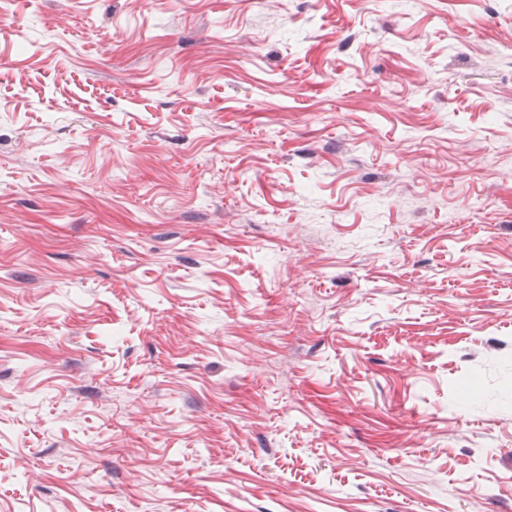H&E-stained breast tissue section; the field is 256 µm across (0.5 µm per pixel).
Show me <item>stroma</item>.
Instances as JSON below:
<instances>
[{"label":"stroma","mask_w":512,"mask_h":512,"mask_svg":"<svg viewBox=\"0 0 512 512\" xmlns=\"http://www.w3.org/2000/svg\"><path fill=\"white\" fill-rule=\"evenodd\" d=\"M0 512H512V0H11Z\"/></svg>","instance_id":"1"}]
</instances>
